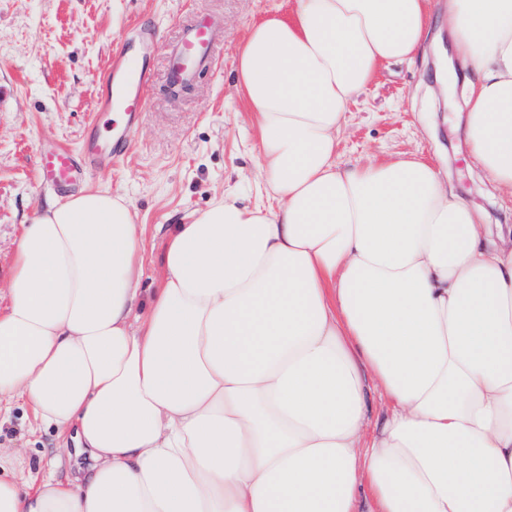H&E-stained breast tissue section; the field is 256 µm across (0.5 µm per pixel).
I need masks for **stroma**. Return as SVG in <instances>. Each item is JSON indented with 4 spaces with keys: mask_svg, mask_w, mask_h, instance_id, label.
Masks as SVG:
<instances>
[{
    "mask_svg": "<svg viewBox=\"0 0 512 512\" xmlns=\"http://www.w3.org/2000/svg\"><path fill=\"white\" fill-rule=\"evenodd\" d=\"M417 56L381 67L350 106L339 135L342 163L412 153L428 159L444 184L471 205L481 223L512 229V193L493 187L474 163L462 133L468 72L454 53L445 0ZM292 0H0V291L10 276L22 226L58 192L36 171V150L62 144L78 150L89 128L112 127L96 109L113 50L130 45L149 57L154 83L133 146L112 169L86 176L84 187L125 196L144 226V287L162 275L173 224L205 210L223 194L264 200L250 116L235 89L237 46L252 23L287 15ZM216 29V69L179 95L169 91L166 49L192 20ZM154 23L162 48L146 51L135 27ZM32 415L14 403L0 422V449L35 483L77 474L91 463L58 448L50 428L31 431Z\"/></svg>",
    "mask_w": 512,
    "mask_h": 512,
    "instance_id": "obj_1",
    "label": "stroma"
}]
</instances>
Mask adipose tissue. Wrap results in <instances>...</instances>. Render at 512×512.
<instances>
[{
  "label": "adipose tissue",
  "mask_w": 512,
  "mask_h": 512,
  "mask_svg": "<svg viewBox=\"0 0 512 512\" xmlns=\"http://www.w3.org/2000/svg\"><path fill=\"white\" fill-rule=\"evenodd\" d=\"M432 19V0H295L253 24L237 88L267 202L173 225L150 295L128 200L37 211L0 407L93 464L28 490L0 454V512H512V247L415 155L339 162L350 103ZM448 24L470 155L512 189V0H448Z\"/></svg>",
  "instance_id": "1"
}]
</instances>
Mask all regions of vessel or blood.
<instances>
[{"instance_id":"vessel-or-blood-1","label":"vessel or blood","mask_w":512,"mask_h":512,"mask_svg":"<svg viewBox=\"0 0 512 512\" xmlns=\"http://www.w3.org/2000/svg\"><path fill=\"white\" fill-rule=\"evenodd\" d=\"M216 36L209 25L189 29L180 44L169 51V72L179 80H191L203 69H215ZM109 81L102 95V108L124 118L120 131L105 141L87 136L81 154L55 146L40 147L36 154L37 174L47 186L60 193L79 186L89 170L106 169L126 155L147 94L153 85L151 67L143 60L131 59L124 51L112 54L107 64Z\"/></svg>"}]
</instances>
